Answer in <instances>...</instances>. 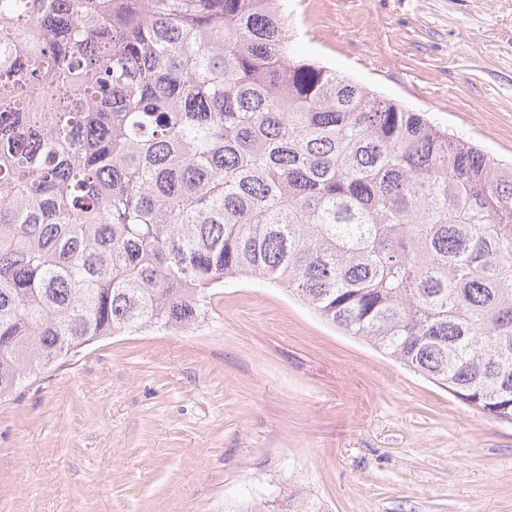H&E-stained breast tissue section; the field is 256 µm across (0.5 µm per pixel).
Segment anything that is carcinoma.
<instances>
[{
	"label": "carcinoma",
	"instance_id": "1",
	"mask_svg": "<svg viewBox=\"0 0 512 512\" xmlns=\"http://www.w3.org/2000/svg\"><path fill=\"white\" fill-rule=\"evenodd\" d=\"M286 2L0 0V403L245 276L512 424V164L292 54Z\"/></svg>",
	"mask_w": 512,
	"mask_h": 512
}]
</instances>
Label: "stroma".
I'll list each match as a JSON object with an SVG mask.
<instances>
[{
    "label": "stroma",
    "mask_w": 512,
    "mask_h": 512,
    "mask_svg": "<svg viewBox=\"0 0 512 512\" xmlns=\"http://www.w3.org/2000/svg\"><path fill=\"white\" fill-rule=\"evenodd\" d=\"M292 49L512 161V0H288ZM512 512V425L279 286L192 332L113 336L0 403V512ZM324 506L302 488L289 485L274 500L248 499L224 512H324Z\"/></svg>",
    "instance_id": "35a3bbf8"
}]
</instances>
